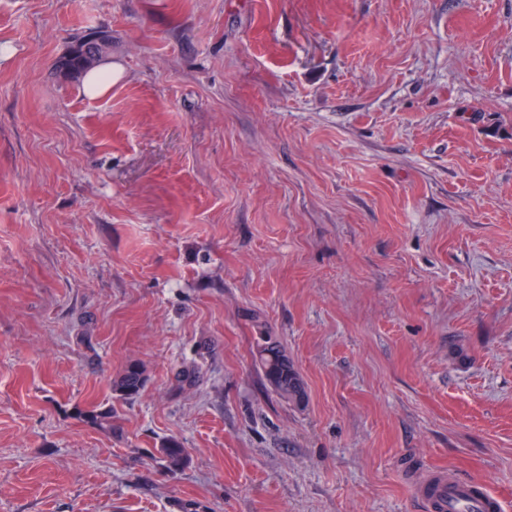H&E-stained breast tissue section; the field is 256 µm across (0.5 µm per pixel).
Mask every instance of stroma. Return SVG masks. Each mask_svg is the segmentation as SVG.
<instances>
[{"label": "stroma", "mask_w": 512, "mask_h": 512, "mask_svg": "<svg viewBox=\"0 0 512 512\" xmlns=\"http://www.w3.org/2000/svg\"><path fill=\"white\" fill-rule=\"evenodd\" d=\"M414 471L512 512V0H0V512H424ZM112 41L104 31H95L76 40L69 51L57 61V70L64 76L77 78L87 71L94 63H87L90 55H96L98 61L109 51ZM94 46V52L88 51ZM104 53V54H103ZM97 61V62H98ZM112 87V62L105 61L84 79L83 89L91 98L105 95ZM255 362L266 386L279 398L297 407L306 403L304 380L285 350L271 336H257ZM148 377L142 364L128 363L112 380V392L121 400H132L140 395ZM160 447L159 453L169 469H177L185 464L188 454L187 448L183 447V443L178 437L170 436L166 438Z\"/></svg>", "instance_id": "obj_1"}]
</instances>
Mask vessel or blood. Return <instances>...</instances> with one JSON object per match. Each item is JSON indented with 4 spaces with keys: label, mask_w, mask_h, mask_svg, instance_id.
Segmentation results:
<instances>
[{
    "label": "vessel or blood",
    "mask_w": 512,
    "mask_h": 512,
    "mask_svg": "<svg viewBox=\"0 0 512 512\" xmlns=\"http://www.w3.org/2000/svg\"><path fill=\"white\" fill-rule=\"evenodd\" d=\"M415 493L426 512H502L500 500L475 496L469 482L435 474L417 483Z\"/></svg>",
    "instance_id": "1"
}]
</instances>
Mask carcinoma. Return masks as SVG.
<instances>
[{
	"instance_id": "cac0c4a2",
	"label": "carcinoma",
	"mask_w": 512,
	"mask_h": 512,
	"mask_svg": "<svg viewBox=\"0 0 512 512\" xmlns=\"http://www.w3.org/2000/svg\"><path fill=\"white\" fill-rule=\"evenodd\" d=\"M110 37L103 31H95L76 40L69 51L57 61V70L71 78L82 75L90 68L86 62L94 54L103 57L111 47ZM255 362L266 386L282 400L302 407L306 403L307 391L304 380L285 350L270 336L261 335L254 344ZM148 377L142 364L128 363L112 380V392L121 400H132L140 395ZM83 421L95 427L112 426V411L90 409L80 412ZM167 467L171 470L182 467L187 460V449L182 441L170 436L159 448Z\"/></svg>"
}]
</instances>
